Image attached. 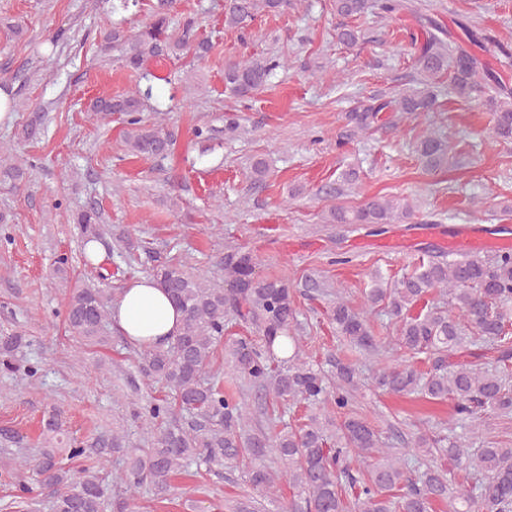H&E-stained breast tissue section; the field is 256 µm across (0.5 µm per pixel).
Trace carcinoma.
<instances>
[{
  "instance_id": "cac0c4a2",
  "label": "carcinoma",
  "mask_w": 512,
  "mask_h": 512,
  "mask_svg": "<svg viewBox=\"0 0 512 512\" xmlns=\"http://www.w3.org/2000/svg\"><path fill=\"white\" fill-rule=\"evenodd\" d=\"M176 0H156L149 19L134 31L116 24L107 31L105 47L120 52L122 66L140 72L158 57L190 56L201 61L213 44L197 36V21L184 18L175 28L171 12ZM291 0H225L226 21L247 30L259 14H279ZM340 19L337 40L354 47L364 40L360 20L368 15L385 18L401 11L420 15V30L409 33L417 85L393 97L372 95L345 113V129L338 142L351 141L381 121L380 114L400 112L418 118L434 111L433 85L448 79V93L460 99L480 98L491 112L490 133L501 143H512V88L488 65L457 44L452 32L435 17L424 14L409 0H332ZM470 44H484L482 29L464 19L456 21ZM275 60L250 57L224 68V86L232 94L249 97L268 86ZM89 109L97 114L125 117L129 153L165 159L172 135L142 124L141 100L135 96H98ZM415 152L424 170L448 167V133L429 131L417 140ZM359 180L354 168L343 170L336 186L325 194L340 196L344 186ZM414 214L407 199L370 197L356 207L334 206L327 224L358 226L404 223ZM89 243L99 237L101 212L95 206L75 216ZM224 285L203 280L176 256L153 268V278L183 314L178 334L165 346L139 353L144 374L170 389L174 402L191 414L182 425L148 430L149 447L129 458L120 480L136 501L144 485L163 492L173 476L191 465L222 466L248 453L274 457L275 466L259 465L249 473L251 485L266 495L280 491L281 476L295 499L288 512H434L446 504L450 512H512V446L500 441L474 440L486 415L512 414V251L491 255L479 251L460 254L436 252L417 262L394 283L380 270L364 289L365 309L357 311L338 296L328 303L327 321L336 335L363 353L378 351L367 311L380 309L397 325L393 348L431 363L420 370L413 364L389 363L373 377L372 386L399 396L420 395L450 402L449 433L417 437L415 456L382 447L378 431L353 412L361 394L359 372L349 359L329 358V370L310 362L298 324L295 292L288 280L263 276L253 256L237 248L224 251ZM68 332L90 346L108 344L104 336L110 314L105 290L76 280L68 282ZM438 294L444 301H430ZM241 324L253 336L224 341L231 324ZM21 334L0 336L3 365L25 346ZM237 376L221 382L209 373L219 348ZM241 381L256 388L271 404L286 409L308 405L301 423L270 434L248 430L251 413L234 387ZM172 402V403H174ZM172 403L160 399L150 417L163 419ZM464 429L454 433V426ZM47 442L61 445L62 422L52 413L42 421ZM66 459L86 456L82 443L69 441ZM36 483L52 492L53 512H105L107 487L100 471L82 468L73 476L53 449L42 454L33 468Z\"/></svg>"
}]
</instances>
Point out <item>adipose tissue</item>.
<instances>
[{"mask_svg": "<svg viewBox=\"0 0 512 512\" xmlns=\"http://www.w3.org/2000/svg\"><path fill=\"white\" fill-rule=\"evenodd\" d=\"M111 317L138 347H155L178 333L182 313L150 277L129 282L113 303Z\"/></svg>", "mask_w": 512, "mask_h": 512, "instance_id": "ef3b65f1", "label": "adipose tissue"}]
</instances>
